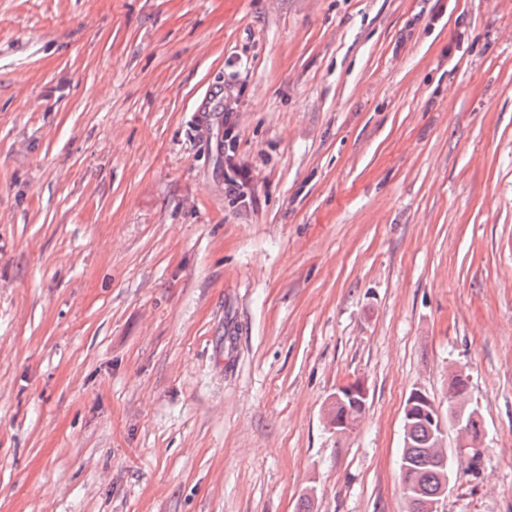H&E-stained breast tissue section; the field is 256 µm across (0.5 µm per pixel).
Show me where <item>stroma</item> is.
Wrapping results in <instances>:
<instances>
[{"instance_id":"obj_1","label":"stroma","mask_w":512,"mask_h":512,"mask_svg":"<svg viewBox=\"0 0 512 512\" xmlns=\"http://www.w3.org/2000/svg\"><path fill=\"white\" fill-rule=\"evenodd\" d=\"M457 374L512 512V0H0V512H406ZM412 392V391H411ZM410 392V394H411ZM425 403L410 404V394L403 410L402 448L399 460L400 479L407 505V512H438L441 503L439 493L443 487L448 489V451L446 446L447 430L438 418L432 424L430 415L437 412L433 396ZM446 458V463L442 460ZM437 500V501H436ZM367 403L368 399L363 401L350 398L334 399L328 410L329 425L334 428L341 421H345L352 431L365 413Z\"/></svg>"}]
</instances>
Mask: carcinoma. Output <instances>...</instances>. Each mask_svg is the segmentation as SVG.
I'll use <instances>...</instances> for the list:
<instances>
[{
    "instance_id": "1",
    "label": "carcinoma",
    "mask_w": 512,
    "mask_h": 512,
    "mask_svg": "<svg viewBox=\"0 0 512 512\" xmlns=\"http://www.w3.org/2000/svg\"><path fill=\"white\" fill-rule=\"evenodd\" d=\"M468 389L463 379L457 378L448 389V425L463 420L468 446L463 454L468 465H477L483 452L481 420L477 410L465 406ZM433 396L425 403H405L402 425V448L399 460L400 479L407 512H429L431 503L439 499L442 488L448 486V457L446 434L432 424L430 415L437 411ZM368 400L341 398L334 400L328 410V423L336 426L342 421L356 427L365 413Z\"/></svg>"
}]
</instances>
